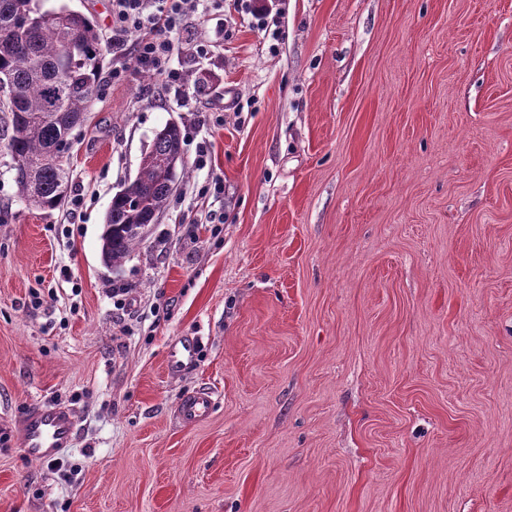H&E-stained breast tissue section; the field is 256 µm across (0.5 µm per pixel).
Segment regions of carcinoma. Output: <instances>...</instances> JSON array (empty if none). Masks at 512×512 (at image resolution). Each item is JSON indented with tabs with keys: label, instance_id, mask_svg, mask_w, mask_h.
Masks as SVG:
<instances>
[{
	"label": "carcinoma",
	"instance_id": "carcinoma-1",
	"mask_svg": "<svg viewBox=\"0 0 512 512\" xmlns=\"http://www.w3.org/2000/svg\"><path fill=\"white\" fill-rule=\"evenodd\" d=\"M105 51L82 13L43 10L36 0H0V124L17 195L44 212L60 209L70 171L63 163L72 129L89 112ZM181 128L154 135L137 176L112 196L101 236L103 262L116 268L141 241L136 229L156 223L187 174Z\"/></svg>",
	"mask_w": 512,
	"mask_h": 512
}]
</instances>
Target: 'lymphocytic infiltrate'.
Returning <instances> with one entry per match:
<instances>
[{
  "instance_id": "f902f5d3",
  "label": "lymphocytic infiltrate",
  "mask_w": 512,
  "mask_h": 512,
  "mask_svg": "<svg viewBox=\"0 0 512 512\" xmlns=\"http://www.w3.org/2000/svg\"><path fill=\"white\" fill-rule=\"evenodd\" d=\"M223 7L224 0H112V50L126 59L113 67L112 82L148 73L182 92L183 71L174 59L180 53L194 58L211 53L207 23Z\"/></svg>"
}]
</instances>
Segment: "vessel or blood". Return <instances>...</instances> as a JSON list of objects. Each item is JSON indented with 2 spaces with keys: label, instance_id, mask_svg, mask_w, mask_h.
I'll list each match as a JSON object with an SVG mask.
<instances>
[{
  "label": "vessel or blood",
  "instance_id": "b4317fda",
  "mask_svg": "<svg viewBox=\"0 0 512 512\" xmlns=\"http://www.w3.org/2000/svg\"><path fill=\"white\" fill-rule=\"evenodd\" d=\"M198 349L197 337H185L172 345L169 357L175 365H188L195 360ZM212 407L211 393L197 391L182 398L179 416L183 424L192 425L207 417ZM19 430L24 456L40 462L55 459L60 449L73 443L77 433L75 417L69 409L40 402L29 404Z\"/></svg>",
  "mask_w": 512,
  "mask_h": 512
}]
</instances>
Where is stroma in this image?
<instances>
[{
	"instance_id": "35a3bbf8",
	"label": "stroma",
	"mask_w": 512,
	"mask_h": 512,
	"mask_svg": "<svg viewBox=\"0 0 512 512\" xmlns=\"http://www.w3.org/2000/svg\"><path fill=\"white\" fill-rule=\"evenodd\" d=\"M38 4L111 44L110 0ZM276 4L275 43L216 15L188 103L101 74L77 214L21 202L0 145V512H512V0ZM169 122L207 166L111 269L105 212ZM34 401L75 416L62 469L21 453ZM199 349V340L195 336L185 337L174 343L169 352L170 361L177 365L191 364ZM213 407L210 392L197 391L185 395L179 406V416L184 425H192L207 417Z\"/></svg>"
}]
</instances>
